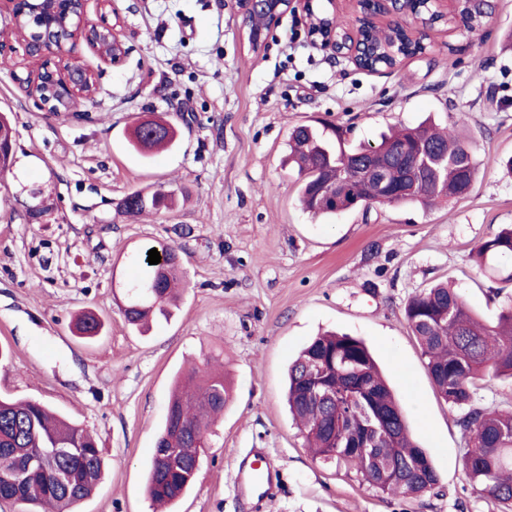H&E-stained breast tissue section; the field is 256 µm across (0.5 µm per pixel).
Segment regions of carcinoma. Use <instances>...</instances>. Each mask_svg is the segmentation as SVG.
Masks as SVG:
<instances>
[{
  "label": "carcinoma",
  "instance_id": "1",
  "mask_svg": "<svg viewBox=\"0 0 512 512\" xmlns=\"http://www.w3.org/2000/svg\"><path fill=\"white\" fill-rule=\"evenodd\" d=\"M467 32L482 26L481 11L472 5L460 12ZM401 38L394 30H372L368 35L373 61H384L380 46ZM176 129L149 135L138 121L129 144L145 156L175 142ZM288 161L297 166L300 201L316 217L333 218L357 208L363 200L372 206H429L468 195L482 161L466 137L442 131L432 122L402 126L376 146L350 152L309 125L294 127L288 138ZM366 165L381 170L392 184L417 183L413 193L384 192L371 178L351 179L335 194L343 171ZM173 192L158 189L147 197L128 195L122 209L136 216L147 209L168 208ZM479 266L503 281L512 282V227L474 248ZM177 264L146 265L145 277L129 295L124 315L137 331L148 329L151 315L167 318L173 288L180 281ZM404 318L427 359V369L438 395L457 407H468L458 425L470 449L463 470L472 488L512 512V410L470 406L475 390L486 378L512 380V305L501 309L497 323L480 321L464 297L446 285L424 288L408 299ZM76 330L88 338L98 335L101 322L81 315ZM322 378V388L339 392L366 387L367 392L342 409L313 395L306 371ZM229 390L217 359L206 357L181 372L178 390L147 470V494L152 502L175 505L193 486L197 473L192 462L205 449L184 439L208 435L214 416L224 411ZM287 405L293 421L316 459L333 460L360 475L375 491L390 498L416 497L439 481L432 462L412 438L409 425L393 392L366 344L348 334L315 337L299 353L288 371ZM342 421L335 434L333 420ZM368 433L365 448L343 447L344 434ZM103 461L95 440L82 427L50 413L42 404L25 399L0 398V502L20 500L21 512H76L100 480Z\"/></svg>",
  "mask_w": 512,
  "mask_h": 512
}]
</instances>
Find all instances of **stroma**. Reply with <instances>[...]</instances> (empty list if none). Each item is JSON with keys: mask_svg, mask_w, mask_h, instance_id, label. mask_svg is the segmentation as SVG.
I'll list each match as a JSON object with an SVG mask.
<instances>
[{"mask_svg": "<svg viewBox=\"0 0 512 512\" xmlns=\"http://www.w3.org/2000/svg\"><path fill=\"white\" fill-rule=\"evenodd\" d=\"M470 34L451 24L423 55L370 73L311 41L312 19L270 28L280 52L238 38L235 0H86L85 18L122 26L127 54L85 42L49 53L97 82L68 116L43 109L21 79L32 67L0 15V113L14 163L0 171V395L34 399L88 430L107 463L79 512H152L145 472L175 376L203 357L224 363L233 399L176 512H500L467 481L463 410L436 394L404 318L416 292L445 281L487 324L512 284L471 259L512 226V0ZM167 116L169 151L128 145L136 120ZM460 121L483 165L471 193L426 209H354L323 221L299 203L284 165L291 129L326 122L344 149L377 144L394 125ZM164 187L174 206L132 218L119 204ZM167 243L186 284L172 318L139 334L127 290L147 249ZM99 317V336L74 332ZM362 339L439 475L419 498H388L355 472L312 459L288 413L287 371L319 332ZM266 449L280 486L261 505L238 495L243 454Z\"/></svg>", "mask_w": 512, "mask_h": 512, "instance_id": "obj_1", "label": "stroma"}]
</instances>
